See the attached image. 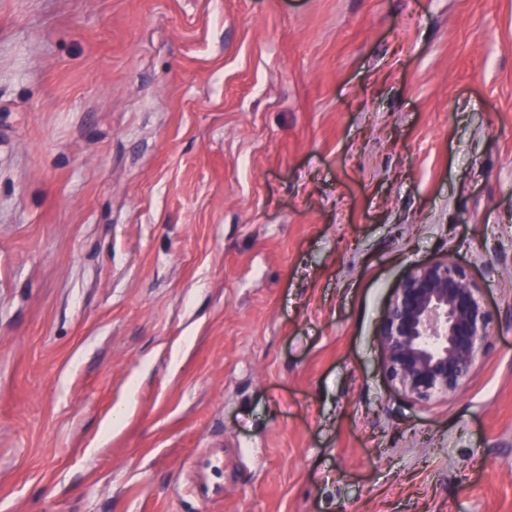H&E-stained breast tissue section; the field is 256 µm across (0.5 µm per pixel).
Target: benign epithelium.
I'll return each instance as SVG.
<instances>
[{
	"mask_svg": "<svg viewBox=\"0 0 512 512\" xmlns=\"http://www.w3.org/2000/svg\"><path fill=\"white\" fill-rule=\"evenodd\" d=\"M493 321L485 289L467 267L448 257L413 267L376 331L391 386L416 402L463 391Z\"/></svg>",
	"mask_w": 512,
	"mask_h": 512,
	"instance_id": "7a95c632",
	"label": "benign epithelium"
}]
</instances>
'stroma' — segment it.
I'll list each match as a JSON object with an SVG mask.
<instances>
[{"instance_id": "35a3bbf8", "label": "stroma", "mask_w": 512, "mask_h": 512, "mask_svg": "<svg viewBox=\"0 0 512 512\" xmlns=\"http://www.w3.org/2000/svg\"><path fill=\"white\" fill-rule=\"evenodd\" d=\"M444 257L493 332L420 403ZM0 512H512V0H0ZM493 321L485 289L467 267L448 257L414 266L376 331L391 386L416 402L463 391Z\"/></svg>"}]
</instances>
